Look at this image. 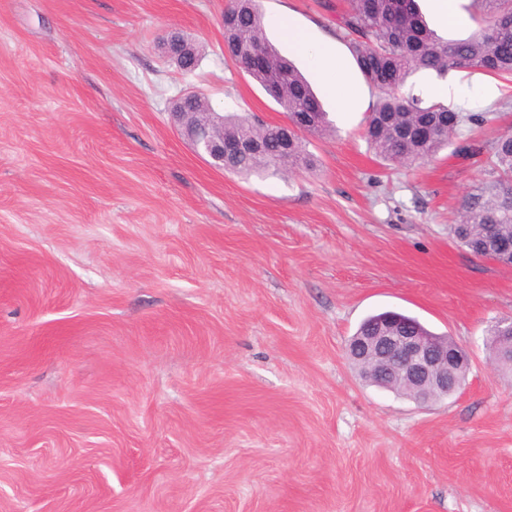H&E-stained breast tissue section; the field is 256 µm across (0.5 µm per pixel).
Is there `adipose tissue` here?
Masks as SVG:
<instances>
[{"label": "adipose tissue", "mask_w": 512, "mask_h": 512, "mask_svg": "<svg viewBox=\"0 0 512 512\" xmlns=\"http://www.w3.org/2000/svg\"><path fill=\"white\" fill-rule=\"evenodd\" d=\"M277 22L294 49L311 60L320 81L335 96L342 111L352 112L363 105L360 93L345 79L344 66L333 41H310L290 17L278 16Z\"/></svg>", "instance_id": "adipose-tissue-1"}]
</instances>
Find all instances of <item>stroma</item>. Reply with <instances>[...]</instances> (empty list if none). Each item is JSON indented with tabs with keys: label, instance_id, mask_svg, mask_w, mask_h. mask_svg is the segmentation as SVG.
Here are the masks:
<instances>
[{
	"label": "stroma",
	"instance_id": "35a3bbf8",
	"mask_svg": "<svg viewBox=\"0 0 512 512\" xmlns=\"http://www.w3.org/2000/svg\"><path fill=\"white\" fill-rule=\"evenodd\" d=\"M228 3L0 0V512H512V372L485 343L512 267L450 233L512 82L412 76L485 121L384 162L274 21L329 38L345 0H259L332 130L303 134L312 169L228 173L170 116L197 90L285 121L224 56ZM173 28L193 72L162 53ZM385 310L465 351L457 394L359 375L348 341Z\"/></svg>",
	"mask_w": 512,
	"mask_h": 512
}]
</instances>
